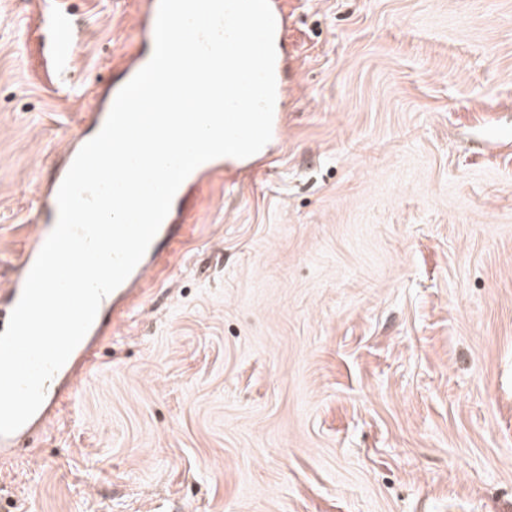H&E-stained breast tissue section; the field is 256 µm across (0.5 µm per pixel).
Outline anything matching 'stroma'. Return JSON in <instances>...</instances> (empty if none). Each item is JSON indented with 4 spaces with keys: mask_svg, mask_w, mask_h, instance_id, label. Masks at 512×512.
I'll list each match as a JSON object with an SVG mask.
<instances>
[{
    "mask_svg": "<svg viewBox=\"0 0 512 512\" xmlns=\"http://www.w3.org/2000/svg\"><path fill=\"white\" fill-rule=\"evenodd\" d=\"M141 3L0 0V289ZM279 4L282 141L176 202L78 400L0 467L15 512H512V0Z\"/></svg>",
    "mask_w": 512,
    "mask_h": 512,
    "instance_id": "stroma-1",
    "label": "stroma"
}]
</instances>
